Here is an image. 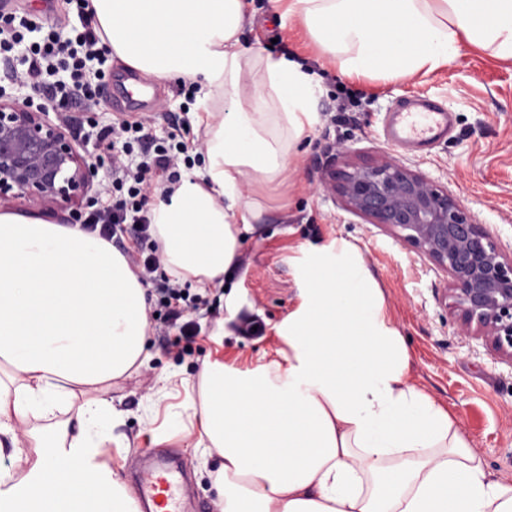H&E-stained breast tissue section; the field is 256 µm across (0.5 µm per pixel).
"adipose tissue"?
<instances>
[{"label":"adipose tissue","instance_id":"adipose-tissue-1","mask_svg":"<svg viewBox=\"0 0 512 512\" xmlns=\"http://www.w3.org/2000/svg\"><path fill=\"white\" fill-rule=\"evenodd\" d=\"M112 54L145 75L198 83L199 164L151 209L163 269L224 290L272 182L314 122L323 87L301 61L249 54L246 0H92ZM343 75L401 79L467 50L512 62V0H290ZM266 93L243 103L244 70ZM300 305L265 362L204 359L196 388L164 370L142 415L155 443L193 438L195 476L218 512H512L496 478L440 404L413 384V356L382 289L352 252L314 260ZM147 290L98 232L0 213V512H137L109 458L129 447L115 379L149 366ZM175 399L164 426L161 401Z\"/></svg>","mask_w":512,"mask_h":512}]
</instances>
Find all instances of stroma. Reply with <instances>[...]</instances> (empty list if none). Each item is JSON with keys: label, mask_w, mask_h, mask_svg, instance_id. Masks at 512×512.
<instances>
[{"label": "stroma", "mask_w": 512, "mask_h": 512, "mask_svg": "<svg viewBox=\"0 0 512 512\" xmlns=\"http://www.w3.org/2000/svg\"><path fill=\"white\" fill-rule=\"evenodd\" d=\"M256 4L255 22L245 28L242 44L306 60L323 80L316 121L291 155L283 180L267 184L250 177L243 182L245 199L260 205L262 217L245 236L241 262L233 272L239 307L227 318L226 335L212 333L216 319L226 318L220 301L214 314H195L201 333L182 354L168 348L162 324L151 320L154 358L149 367L113 381L112 395L128 412L121 430L134 439L121 462L124 480H131L137 465L135 450L151 445L140 405L156 375L173 365L183 379L195 381L207 357L240 369L255 366L273 351L278 325L300 303V268L341 241L359 253L382 288L392 322L414 356L413 383L448 409L489 471L512 482V360L495 354L483 340L458 335V313L444 272L385 227L346 211L324 187L330 171L339 166L333 158L336 146L347 147L358 161L391 156L448 188L506 258H512V64L472 50L427 75L354 80L322 54L298 19L282 17L272 0ZM106 68L105 110L78 113L68 125L79 152L95 167L83 200L87 206L103 199L111 180L110 165L97 162L93 148L98 125L150 115L156 139H162L173 115L190 121V142L206 140L205 128L193 122L197 99L181 92L180 79L158 80L113 58ZM417 96L447 108L453 130L431 149L401 152L388 143L385 126L401 101ZM250 316L265 322L264 336L242 335L240 327Z\"/></svg>", "instance_id": "1"}]
</instances>
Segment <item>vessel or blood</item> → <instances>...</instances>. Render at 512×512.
Returning <instances> with one entry per match:
<instances>
[{
    "mask_svg": "<svg viewBox=\"0 0 512 512\" xmlns=\"http://www.w3.org/2000/svg\"><path fill=\"white\" fill-rule=\"evenodd\" d=\"M452 114L426 99L406 101L392 113L386 126L388 140L406 151H423L447 136ZM144 466L133 495L141 512H201L191 504L186 490V467L180 457L139 453Z\"/></svg>",
    "mask_w": 512,
    "mask_h": 512,
    "instance_id": "vessel-or-blood-1",
    "label": "vessel or blood"
}]
</instances>
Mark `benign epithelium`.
Segmentation results:
<instances>
[{"label":"benign epithelium","mask_w":512,"mask_h":512,"mask_svg":"<svg viewBox=\"0 0 512 512\" xmlns=\"http://www.w3.org/2000/svg\"><path fill=\"white\" fill-rule=\"evenodd\" d=\"M344 166L328 190L348 212L397 231L450 278L459 333L479 337L512 359V260L473 221L458 198L421 173L384 156L356 161L336 150ZM89 167L65 127L28 101L0 100V201L25 199L77 209L89 188Z\"/></svg>","instance_id":"7a95c632"}]
</instances>
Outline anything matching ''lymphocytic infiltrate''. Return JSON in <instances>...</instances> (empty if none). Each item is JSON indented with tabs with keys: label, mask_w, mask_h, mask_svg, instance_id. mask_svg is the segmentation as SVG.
Returning <instances> with one entry per match:
<instances>
[{
	"label": "lymphocytic infiltrate",
	"mask_w": 512,
	"mask_h": 512,
	"mask_svg": "<svg viewBox=\"0 0 512 512\" xmlns=\"http://www.w3.org/2000/svg\"><path fill=\"white\" fill-rule=\"evenodd\" d=\"M107 45L102 35L84 28L75 38H63L57 29H44L34 19L23 16L9 28H0V62L13 80L40 89L43 75L57 76L54 86L59 105L94 111L101 104L106 74L103 69H90V62L102 60ZM150 121L121 120L101 129L96 146L112 160L110 205L95 208L79 218L81 229L99 231L102 238L112 240L127 234L134 248L127 256L140 281L153 285L164 324L177 327L176 341L193 342L199 334L187 314L209 307V298L201 294L187 295L179 283L161 273L162 256L150 234L153 197L170 201L173 185L179 179L180 166H193L184 141L157 145L149 160L131 163L134 143L149 140Z\"/></svg>",
	"instance_id": "f902f5d3"
}]
</instances>
